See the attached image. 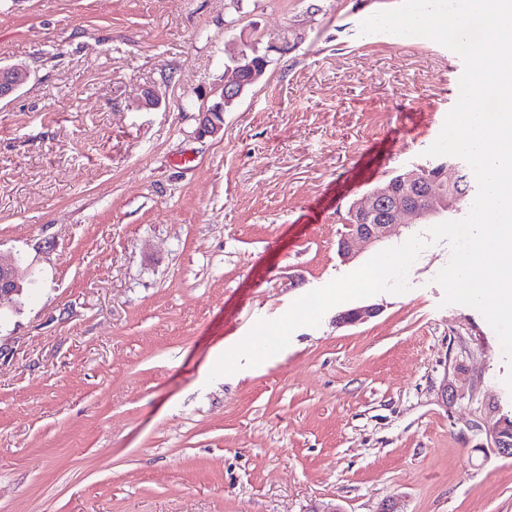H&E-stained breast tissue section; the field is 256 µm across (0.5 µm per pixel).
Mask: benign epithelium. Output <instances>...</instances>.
I'll return each mask as SVG.
<instances>
[{
	"label": "benign epithelium",
	"mask_w": 512,
	"mask_h": 512,
	"mask_svg": "<svg viewBox=\"0 0 512 512\" xmlns=\"http://www.w3.org/2000/svg\"><path fill=\"white\" fill-rule=\"evenodd\" d=\"M234 67L224 78L222 102L204 110L212 132L224 127L225 107L238 99L246 88L255 84L266 66L258 58L240 51L232 58ZM30 68L22 65L0 66V101L14 96L27 82ZM466 176L457 165L434 170L419 168L404 173L374 188L348 211L349 233L340 243L341 252L353 253L355 246H370L384 239L397 224H416L429 216L458 211L461 185ZM21 260L0 254V305L12 303L22 287Z\"/></svg>",
	"instance_id": "benign-epithelium-1"
}]
</instances>
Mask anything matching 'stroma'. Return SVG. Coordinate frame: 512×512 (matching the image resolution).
Wrapping results in <instances>:
<instances>
[{
  "label": "stroma",
  "instance_id": "1",
  "mask_svg": "<svg viewBox=\"0 0 512 512\" xmlns=\"http://www.w3.org/2000/svg\"><path fill=\"white\" fill-rule=\"evenodd\" d=\"M400 3L0 0V64L32 70L0 102V252L31 282L0 307V512H512V366L443 305L450 242L339 251L459 98L448 48L361 33ZM254 55L257 52H253ZM253 53H247L241 50L232 58L234 67L228 69L229 75L224 78V88L222 91V102L213 105L206 110V122L208 123L211 132H218L224 127V110L227 105H231L238 99L246 88L255 84L260 77L264 74L266 67L258 58L253 57Z\"/></svg>",
  "mask_w": 512,
  "mask_h": 512
}]
</instances>
